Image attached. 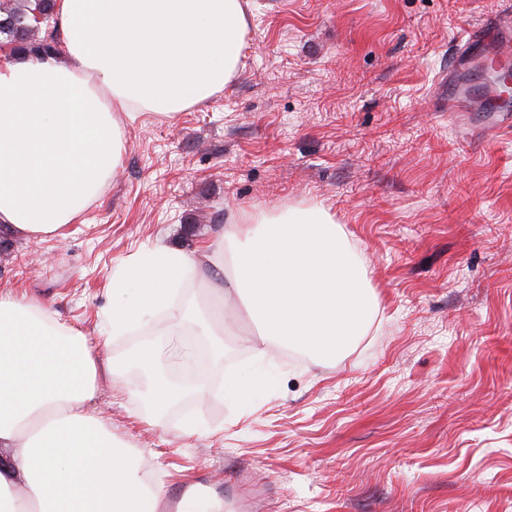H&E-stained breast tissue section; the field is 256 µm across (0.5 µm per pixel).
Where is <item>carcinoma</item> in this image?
I'll use <instances>...</instances> for the list:
<instances>
[{
  "instance_id": "obj_1",
  "label": "carcinoma",
  "mask_w": 512,
  "mask_h": 512,
  "mask_svg": "<svg viewBox=\"0 0 512 512\" xmlns=\"http://www.w3.org/2000/svg\"><path fill=\"white\" fill-rule=\"evenodd\" d=\"M54 0H0V47L14 53L38 57L50 53L54 45L46 39L36 38L32 20L42 17L49 23L53 17ZM183 344L194 354L189 371L199 374L205 371L208 358L205 349L190 336H183Z\"/></svg>"
}]
</instances>
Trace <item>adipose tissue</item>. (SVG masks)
I'll use <instances>...</instances> for the list:
<instances>
[{"instance_id":"adipose-tissue-1","label":"adipose tissue","mask_w":512,"mask_h":512,"mask_svg":"<svg viewBox=\"0 0 512 512\" xmlns=\"http://www.w3.org/2000/svg\"><path fill=\"white\" fill-rule=\"evenodd\" d=\"M61 52L0 54V231L58 237L98 200L125 149L123 121L205 102L236 72L241 0H56ZM210 275L212 306L178 290ZM132 297H125L126 289ZM109 333L156 314L194 318L222 347L224 301L241 297L264 341L335 358L377 316L366 269L320 208L253 215L197 258L159 245L112 277ZM153 347L125 367L154 368ZM125 367L95 358L82 332L35 298L0 292V512H155L144 456L112 436L93 402Z\"/></svg>"}]
</instances>
